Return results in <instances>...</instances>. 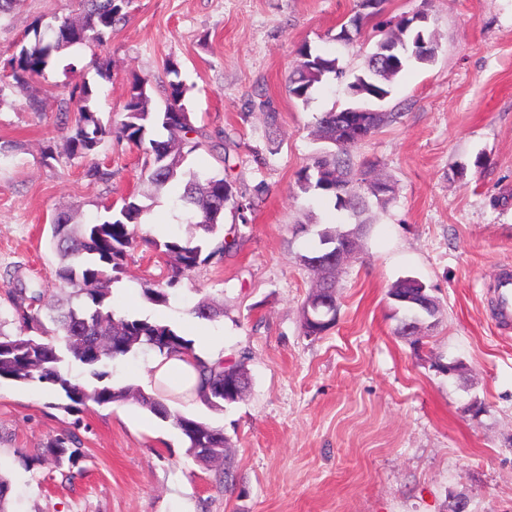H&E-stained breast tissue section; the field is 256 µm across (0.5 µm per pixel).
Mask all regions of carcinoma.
Returning <instances> with one entry per match:
<instances>
[{"label":"carcinoma","instance_id":"cac0c4a2","mask_svg":"<svg viewBox=\"0 0 512 512\" xmlns=\"http://www.w3.org/2000/svg\"><path fill=\"white\" fill-rule=\"evenodd\" d=\"M125 0H78L80 19L56 17L41 28L34 25V42L22 45L9 67L12 82H0V105L6 102V89L22 90L33 76L45 74L60 51L77 46L92 53L98 76L110 74V61L96 53L112 35L114 26L125 18ZM396 40H378L368 56L365 67L349 73L332 55L313 53L301 45L298 56L306 69L293 70L287 79L290 97L309 104L318 85L332 78L347 81L353 103L350 107L387 100L392 93V81L414 64L434 62L438 45L428 34V23L401 20ZM164 107L153 100L149 81L133 78L123 104V120L117 125L103 121L98 115L95 85L81 77L72 84L69 100L76 105L74 123L64 137V150L74 158L86 161V177L106 180L110 172L97 162L102 143L112 137L125 140L142 152V173L147 186L162 188L168 184L180 187L176 206L186 213L185 223L192 231L183 238L170 234L163 239L150 235L138 236L144 224L148 206L142 198L123 199L120 208H105V214L88 221L78 220V212L60 211L50 222V242L58 259L54 270V287L63 294L60 299L41 288L20 285L7 291V314L0 315V381L40 385L62 395L67 403L59 405L66 412L78 410L92 402L98 406L133 401L142 409L164 422H170L180 432L186 454L194 461L210 465L224 457V449L232 447L224 431L199 421L191 415L171 410L169 403L193 396L212 408L222 410L224 378L246 376L249 355L244 353L232 364L222 360L207 361L196 356L193 342L172 325L132 318L118 312L112 302L113 284L125 272L129 252L143 243L156 254L165 257L157 262L159 273L139 279L143 299L155 306H166L170 290L178 287L198 265L216 256H224L235 246V240L222 239L220 245L207 250L210 237L224 223V213L231 210L248 223L247 213L254 202L224 175L185 168L187 156L201 146L195 137L196 128L184 104L186 88L179 80V64L170 60ZM251 107L264 113L270 129L278 127L279 113L263 99L251 101ZM336 108L319 113L315 118L316 132L336 133ZM363 141H355L319 155L297 173V187L303 193H314L334 202V208L347 212L355 219V227L364 231L368 220L361 218L369 203L384 209L390 200L366 192V173L355 168L351 152ZM343 230L336 226L318 232L319 248L331 249ZM194 317L214 321L224 311L209 301H200L190 310ZM12 325L16 332L4 327ZM154 351L165 357L183 356L194 360L199 383L189 387L184 383L160 381L147 393L134 385L114 386L103 382L107 373L96 371L103 363L116 364L139 351ZM93 370L100 381L87 386L71 375L72 365ZM84 458L76 436L64 433L56 436L30 462L51 461L56 466L73 468Z\"/></svg>","mask_w":512,"mask_h":512}]
</instances>
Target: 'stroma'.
Segmentation results:
<instances>
[{
  "label": "stroma",
  "instance_id": "obj_1",
  "mask_svg": "<svg viewBox=\"0 0 512 512\" xmlns=\"http://www.w3.org/2000/svg\"><path fill=\"white\" fill-rule=\"evenodd\" d=\"M355 5L129 0L102 49L110 79L98 78L90 53L66 50L0 106V144L10 148L0 158L1 310L8 288L52 287V215L77 207L90 216L143 188L142 154L127 142L102 144L106 182L89 180L85 162L63 151L77 74L98 86L102 118L117 122L132 77L161 86L167 61L177 60L206 142L186 167L227 173L256 196L247 222L229 211L218 230L234 234L235 248L195 268L167 306L114 301L129 315L175 325L203 297L223 306L212 328L224 337L225 361L248 353L251 387L221 411L198 400L174 408L232 439L224 465L187 457L179 431L135 403L67 413L43 387L1 381L10 512H453L460 499L466 512H512V330L492 322L483 289L512 269V0H385L386 19L428 7L439 52L395 80L384 109L397 120L352 153L354 164L373 165L394 184L395 199L373 209L359 254L336 272L334 327L307 337L302 307L313 274L298 257L318 230L349 216L300 192L296 174L326 148L313 133L316 115L349 97L330 81L305 106L289 98L286 79L304 44L362 69L372 31L347 45L334 39ZM74 10L75 0H24L1 18L0 81L35 23ZM260 94L279 114L276 130L250 106ZM31 96L42 111L27 108ZM408 276L441 307L417 351L396 335L387 297ZM438 360L463 368L448 376L435 370ZM67 431L85 448L81 471L25 465Z\"/></svg>",
  "mask_w": 512,
  "mask_h": 512
}]
</instances>
